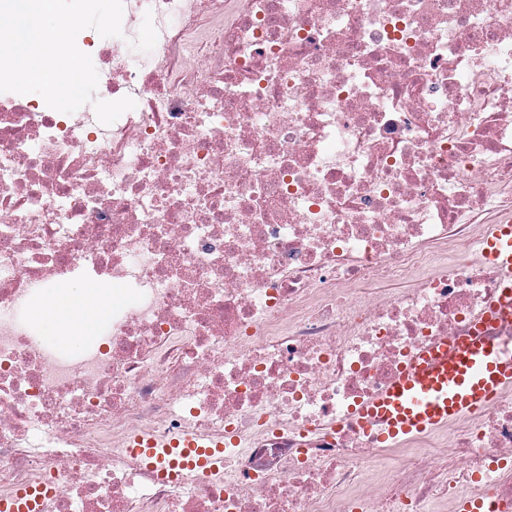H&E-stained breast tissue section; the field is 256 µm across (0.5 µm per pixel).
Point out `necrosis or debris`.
<instances>
[{
  "mask_svg": "<svg viewBox=\"0 0 512 512\" xmlns=\"http://www.w3.org/2000/svg\"><path fill=\"white\" fill-rule=\"evenodd\" d=\"M98 99L0 93V494L40 512H441L512 502V389L386 448L359 407L475 331L512 223V0H124ZM126 294L77 351L40 295ZM233 436L159 482L132 433ZM391 454L394 466L380 459ZM60 490L61 485L54 480L18 487L8 495H0V512H39L42 501Z\"/></svg>",
  "mask_w": 512,
  "mask_h": 512,
  "instance_id": "1",
  "label": "necrosis or debris"
}]
</instances>
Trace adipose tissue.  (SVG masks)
<instances>
[{
    "label": "adipose tissue",
    "mask_w": 512,
    "mask_h": 512,
    "mask_svg": "<svg viewBox=\"0 0 512 512\" xmlns=\"http://www.w3.org/2000/svg\"><path fill=\"white\" fill-rule=\"evenodd\" d=\"M124 294L112 287L70 285L45 291L32 314L44 339L77 350L97 334L99 323Z\"/></svg>",
    "instance_id": "1"
}]
</instances>
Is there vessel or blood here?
I'll return each instance as SVG.
<instances>
[{
    "instance_id": "vessel-or-blood-1",
    "label": "vessel or blood",
    "mask_w": 512,
    "mask_h": 512,
    "mask_svg": "<svg viewBox=\"0 0 512 512\" xmlns=\"http://www.w3.org/2000/svg\"><path fill=\"white\" fill-rule=\"evenodd\" d=\"M503 273L488 322L512 319V225H500L482 245ZM512 388V342L473 337L454 347L421 352L359 412L363 426H377V439L397 443L435 432L462 415H478L502 390ZM128 446L157 477L178 486L186 472H211L224 465V444L194 432L162 442L151 433L130 437ZM61 486L42 480L0 495V512H39L42 501Z\"/></svg>"
}]
</instances>
